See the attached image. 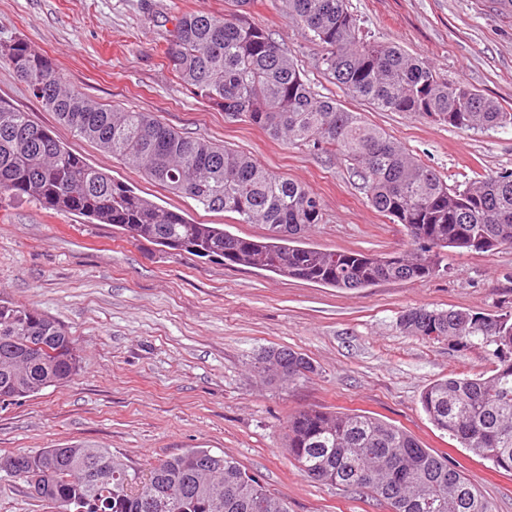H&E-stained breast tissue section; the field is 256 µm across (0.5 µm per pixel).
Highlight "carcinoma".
<instances>
[{
	"mask_svg": "<svg viewBox=\"0 0 512 512\" xmlns=\"http://www.w3.org/2000/svg\"><path fill=\"white\" fill-rule=\"evenodd\" d=\"M288 18L327 48L319 66L331 82L381 111L409 112L467 131L512 126V113L463 83L438 79L425 62L395 45L359 36L347 0H284ZM235 10H191L176 18L166 58L194 97L265 131L273 139L333 152L352 166L377 212L403 226L404 254L324 251L301 245L323 222L313 191L266 169L247 154L189 138L148 112L101 107L67 86L54 62L18 39L0 43L6 62L33 96L106 155L143 169L209 211L232 212L242 224H263L259 238L218 224H192L112 178L104 168L56 140L28 113L0 105V200L27 199L57 214L116 224L131 238L177 247L197 258L221 253L224 265L259 267L283 277L339 289L382 281L424 282L440 272L446 252L512 246V172L450 187L433 167L411 156L382 129L336 99L315 93L298 64L262 26L250 21L254 0ZM409 336L446 338L458 346L492 347L493 374L448 377L430 384L421 404L433 425L462 447L512 472V318L469 310L414 308L400 316ZM303 379L305 355L281 347L257 358L267 370ZM80 368L75 339L35 308L0 301V391L14 399L71 381ZM288 454L308 477L368 491L390 512H492L473 481L448 458L423 447L405 429L360 413L300 411L288 419ZM7 473L31 484L57 512H281L288 504L237 462L193 448L162 460L132 483L136 469L108 448L67 446L0 457Z\"/></svg>",
	"mask_w": 512,
	"mask_h": 512,
	"instance_id": "obj_1",
	"label": "carcinoma"
}]
</instances>
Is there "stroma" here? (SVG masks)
Here are the masks:
<instances>
[{
  "label": "stroma",
  "mask_w": 512,
  "mask_h": 512,
  "mask_svg": "<svg viewBox=\"0 0 512 512\" xmlns=\"http://www.w3.org/2000/svg\"><path fill=\"white\" fill-rule=\"evenodd\" d=\"M366 39L401 47L446 82H461L512 112V0H348ZM230 10L229 0H0V40L19 38L50 57L66 83L98 104L148 112L176 131L250 154L317 193L322 224L304 238L326 250L391 254L400 224L375 211L340 157L277 141L195 98L165 56L182 12ZM251 19L294 56L314 90L361 113L448 185L512 172V127L461 131L407 112H377L324 76V53L289 21L282 0H255ZM0 102L107 168L159 207L235 235L259 224L208 211L100 152L46 110L0 63ZM0 300L58 321L76 339L77 376L0 409V455L79 445L107 448L134 467L205 448L232 458L286 500L288 512H388L366 495L308 478L286 450L302 410L364 413L402 427L471 478L493 512H512V473L495 470L422 408L431 383L490 375L481 345L401 333L412 308L512 315V248L448 255L425 282L339 290L248 267L167 255L113 224L59 215L26 200L0 202ZM315 367L288 382L254 366L269 348ZM0 512H56L23 479L0 472Z\"/></svg>",
  "instance_id": "35a3bbf8"
}]
</instances>
